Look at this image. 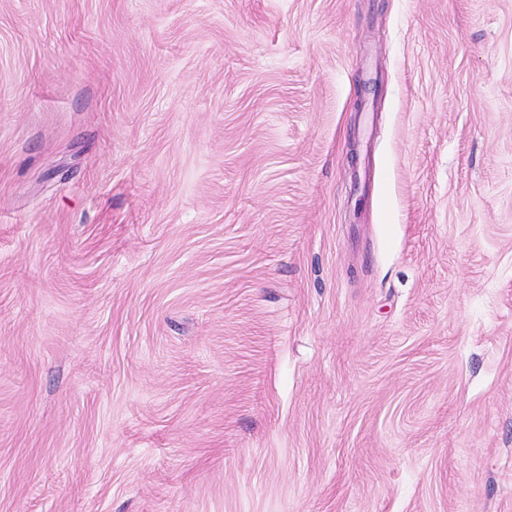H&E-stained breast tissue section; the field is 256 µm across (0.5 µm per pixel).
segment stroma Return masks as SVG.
<instances>
[{
  "label": "stroma",
  "instance_id": "obj_1",
  "mask_svg": "<svg viewBox=\"0 0 512 512\" xmlns=\"http://www.w3.org/2000/svg\"><path fill=\"white\" fill-rule=\"evenodd\" d=\"M0 512H512V0H0Z\"/></svg>",
  "mask_w": 512,
  "mask_h": 512
}]
</instances>
